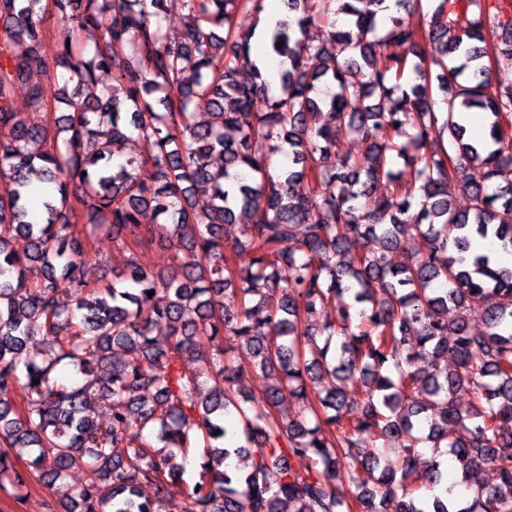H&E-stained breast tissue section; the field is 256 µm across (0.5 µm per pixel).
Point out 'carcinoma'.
I'll return each mask as SVG.
<instances>
[{
  "instance_id": "1",
  "label": "carcinoma",
  "mask_w": 512,
  "mask_h": 512,
  "mask_svg": "<svg viewBox=\"0 0 512 512\" xmlns=\"http://www.w3.org/2000/svg\"><path fill=\"white\" fill-rule=\"evenodd\" d=\"M41 2L0 0V484L25 488L24 460L38 480L84 472L63 512H162L176 489L184 512H384L388 500L396 512H450L425 494L443 477L439 461L419 469L415 448L425 443L447 447L466 482L484 465L497 472L457 512H512V268L473 247L492 239L512 254V183H497L512 165V87L493 86L489 67L512 64V0H287L295 19L276 21L267 46L288 63L276 93L246 63L263 0H184L174 37L163 0H66L100 41L84 51L69 34L57 41L68 113L51 147L32 153L27 144L47 126L18 120L12 100L25 80L39 112L56 83ZM390 10L378 38L377 15ZM332 14L346 16L343 27ZM311 26L324 35L303 38ZM428 41L439 54H426ZM106 71L110 85L99 80ZM436 88L453 89L439 112ZM472 112L484 114V139L468 133ZM337 124L365 154L336 153ZM130 127L153 142L150 182L135 161L114 160ZM278 154L289 163L275 170ZM394 156L409 179L398 181ZM453 177L469 212L448 202ZM384 178L392 195H372ZM35 180L60 197L44 203L42 224L25 206ZM72 196L86 236L149 241L170 227L183 257L170 274L132 262L99 283L83 270ZM360 198L370 224L356 219ZM147 208L166 223H141ZM226 224L243 234L229 247ZM409 233L424 247L398 263ZM15 236L31 242L22 257L10 248ZM199 252L213 259L210 271L189 261ZM339 293L352 303L337 306ZM227 295L239 310L224 308ZM475 310L482 332L468 328ZM31 346L36 354L23 356ZM115 346L136 357L108 363ZM232 352L277 373V384L242 393ZM186 353L211 364L208 391L182 367ZM447 353L455 368L443 371ZM64 366L87 381H62ZM324 371L338 380L325 393L316 386ZM347 382L364 388L361 406ZM93 390L99 421L87 413ZM460 391L472 396L464 409ZM285 395L300 407L288 422L274 415ZM198 448V480L187 485ZM389 450L403 453L399 467L386 462ZM231 457L248 463L230 470ZM343 458L374 473L350 501L336 491ZM144 485L154 497L141 496Z\"/></svg>"
}]
</instances>
